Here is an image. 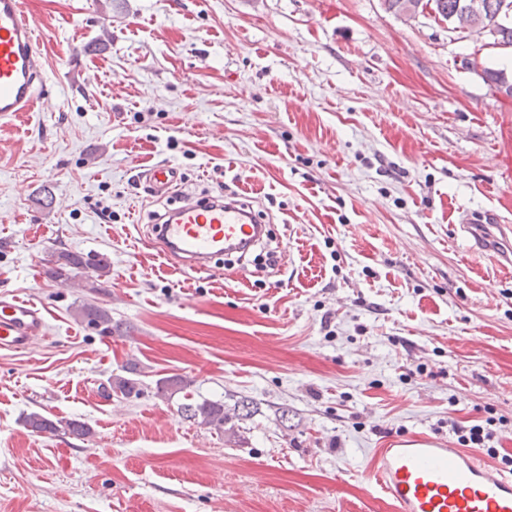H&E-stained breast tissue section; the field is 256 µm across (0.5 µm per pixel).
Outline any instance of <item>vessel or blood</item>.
Listing matches in <instances>:
<instances>
[{
    "label": "vessel or blood",
    "instance_id": "1",
    "mask_svg": "<svg viewBox=\"0 0 512 512\" xmlns=\"http://www.w3.org/2000/svg\"><path fill=\"white\" fill-rule=\"evenodd\" d=\"M46 88L34 28L23 0H0V119L31 111ZM151 195L172 197L181 181L176 167L156 163L141 172ZM461 230L473 249L496 248L512 263V226L473 222ZM154 247L173 265L207 273L224 253L247 251L264 234L249 206L215 196H182L156 214ZM47 311L12 294L0 296V351H22L47 334ZM371 492L395 512H512V474L491 469L455 445L406 437L380 449L367 473Z\"/></svg>",
    "mask_w": 512,
    "mask_h": 512
}]
</instances>
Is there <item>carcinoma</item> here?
Instances as JSON below:
<instances>
[{
	"instance_id": "cac0c4a2",
	"label": "carcinoma",
	"mask_w": 512,
	"mask_h": 512,
	"mask_svg": "<svg viewBox=\"0 0 512 512\" xmlns=\"http://www.w3.org/2000/svg\"><path fill=\"white\" fill-rule=\"evenodd\" d=\"M472 0H389V8L404 11L410 7L417 13L424 12L434 19L448 23V31L459 38L478 37L487 39V45L494 48L512 49V0H481V13L469 11ZM486 79L501 91L512 90L506 72L484 70ZM58 266L52 270L57 278H69L73 270L90 269L106 274L110 263L105 257H83L74 253H62L57 257ZM83 320L88 326L102 333H112V317L107 310L94 305L81 309ZM191 381L181 376L162 377L156 381V393L161 397H172L184 392ZM110 389L124 397L139 394L136 380L117 376L109 379ZM182 416L194 423L214 429L226 437L236 436L239 422L252 418L258 412L253 401L240 398L233 408L228 409L222 401L203 399L184 403L180 407ZM23 425L36 433L63 434L86 437L90 428L78 420L53 421L39 412H31L23 419Z\"/></svg>"
}]
</instances>
